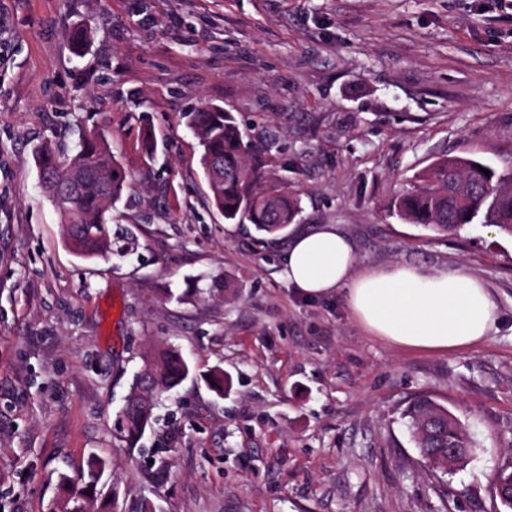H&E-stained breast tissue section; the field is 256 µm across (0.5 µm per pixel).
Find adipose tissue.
Wrapping results in <instances>:
<instances>
[{
	"mask_svg": "<svg viewBox=\"0 0 512 512\" xmlns=\"http://www.w3.org/2000/svg\"><path fill=\"white\" fill-rule=\"evenodd\" d=\"M285 274L307 296L344 291L356 322L400 347L456 353L483 342L498 318L483 283L461 268L435 273L404 265L357 270L349 237L333 224L293 238Z\"/></svg>",
	"mask_w": 512,
	"mask_h": 512,
	"instance_id": "adipose-tissue-1",
	"label": "adipose tissue"
}]
</instances>
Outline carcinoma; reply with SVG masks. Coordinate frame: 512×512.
Returning <instances> with one entry per match:
<instances>
[{
  "instance_id": "cac0c4a2",
  "label": "carcinoma",
  "mask_w": 512,
  "mask_h": 512,
  "mask_svg": "<svg viewBox=\"0 0 512 512\" xmlns=\"http://www.w3.org/2000/svg\"><path fill=\"white\" fill-rule=\"evenodd\" d=\"M189 127L200 147V166L213 206L230 224L249 223L275 237L294 223L299 198L281 185L270 145L255 140L235 115L219 106L189 113ZM39 180L72 184L74 202L59 209L64 240L75 257L110 262L138 249L137 235L112 223V208L132 178L112 155L107 138L91 131L72 154L45 144L35 149ZM490 171L486 175L480 168ZM389 210L401 221L446 235L479 222L512 233V173L465 157L444 156L415 177V183L392 200ZM190 367L175 349L143 359L135 392L121 417L129 447L156 421L154 400L184 381ZM412 441L425 462L433 463L449 448H472L465 426L429 398L413 401L403 413ZM65 487L59 512H86L89 492L84 479L61 477Z\"/></svg>"
}]
</instances>
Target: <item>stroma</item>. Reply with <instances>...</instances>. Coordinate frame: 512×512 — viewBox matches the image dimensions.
I'll use <instances>...</instances> for the list:
<instances>
[{"instance_id":"stroma-1","label":"stroma","mask_w":512,"mask_h":512,"mask_svg":"<svg viewBox=\"0 0 512 512\" xmlns=\"http://www.w3.org/2000/svg\"><path fill=\"white\" fill-rule=\"evenodd\" d=\"M210 104L275 139L302 207L283 236L211 207L184 118ZM92 129L133 179L114 214L140 260L75 258L39 187L35 147ZM444 155L512 171L503 0H0V512H51L92 455L114 512H512L493 492L512 464V235L387 212ZM320 224L363 268H463L499 322L456 354L370 335L343 292L285 277L292 239ZM193 279L191 303L168 299ZM167 347L191 373L128 447L134 375ZM420 396L473 437L462 469L423 467L403 419Z\"/></svg>"}]
</instances>
